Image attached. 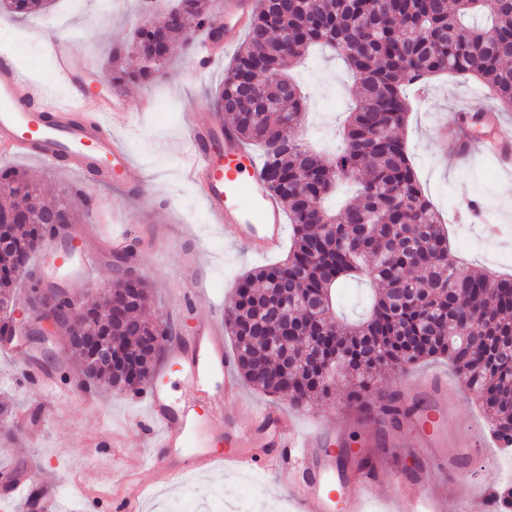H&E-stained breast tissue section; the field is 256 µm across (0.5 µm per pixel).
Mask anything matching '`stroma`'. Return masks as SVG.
I'll list each match as a JSON object with an SVG mask.
<instances>
[{
    "label": "stroma",
    "instance_id": "1",
    "mask_svg": "<svg viewBox=\"0 0 512 512\" xmlns=\"http://www.w3.org/2000/svg\"><path fill=\"white\" fill-rule=\"evenodd\" d=\"M143 0H110L108 11H101L99 0H53L47 13L23 18L0 14V42L11 44L23 70L37 77L58 95L53 77V61L48 45L52 37L68 32L79 40L96 69L88 83L104 95L121 98L125 111L137 125L127 130L114 125L123 137L133 161L145 174L146 191L128 197L117 188H106L83 181L67 165L49 166L27 157L0 156V166H16L40 185L45 194L58 195L62 187L83 183L87 193L100 197L102 206L83 212L76 226L77 243L88 236L105 237L127 216L142 225L144 237L133 259L139 274L154 295L155 315L170 316L176 294L182 286L186 253H199L202 273L209 280V291L202 296L196 312L206 317L223 314L233 297L241 275L274 257L249 255L230 244L218 225L212 224L202 199L197 195L181 164L185 117L200 106L210 105L212 94L224 79V71L234 58L227 49L221 60L207 70H199L194 57L185 55L181 45H173L165 64L166 75L159 80L113 85L107 62L114 50L127 43L144 18ZM287 74L296 76L307 96L305 114L298 135L304 143L330 154L339 142V133L355 98L356 84L339 54L330 48L314 49L305 62L288 61ZM428 91L419 106L408 114L404 138L419 181L435 208L444 216L451 251L472 269L496 268L499 275H512V174H505L493 160L475 153L458 154L439 141L442 125L456 126L463 108H492L483 87L474 78L444 74L428 79ZM49 348L53 364L60 370L53 379L55 392L21 385L17 374L30 356L19 349L16 357H0V401L10 412L28 409L31 419L39 420L42 431L31 436L23 426L14 427L12 437L0 439V469H15L17 475H31L33 482L58 484L63 512H116L115 507L131 488V477L147 455L146 440L138 421L130 417L129 395L109 385L98 386L93 401L74 391L84 377L70 364L63 337L53 336ZM445 360L412 367H386L382 387L413 396L427 376H448ZM242 400L225 408L224 415L245 422L259 408L276 406L299 421L302 429L318 423L333 425L343 435L337 450L353 448L375 456L380 479L370 503L372 512H384V499L395 482L414 476L445 498L452 486L443 475L423 471L421 457L413 442L412 428L387 429L365 413L351 409L344 388H337L335 399L316 407L297 408L288 399L265 395L248 384L240 386ZM454 409L449 430L459 445H469L472 428L486 418L465 386L449 395ZM469 473L487 489H512V448H478L468 464ZM207 493L220 492L227 504H234L248 487H255L259 506L256 512H292L288 482L277 474L237 473L223 469L187 475L175 483L149 484L143 492L139 512H158L159 502L180 497L187 487Z\"/></svg>",
    "mask_w": 512,
    "mask_h": 512
}]
</instances>
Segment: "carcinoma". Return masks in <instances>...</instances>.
Listing matches in <instances>:
<instances>
[{
	"label": "carcinoma",
	"mask_w": 512,
	"mask_h": 512,
	"mask_svg": "<svg viewBox=\"0 0 512 512\" xmlns=\"http://www.w3.org/2000/svg\"><path fill=\"white\" fill-rule=\"evenodd\" d=\"M50 0H0V13L45 11ZM211 19L210 0H178L161 23L135 29L130 49L136 70H112V82L163 74L169 49L187 40V26ZM343 53L356 77L355 104L343 143L325 157L290 139L306 97L281 75L289 59L313 45ZM483 80L504 111L512 112V0H261L246 39L213 96L242 141L263 151L268 192L286 204L290 246L278 262L247 272L226 314L236 369L269 396L299 407L328 396L343 380L347 399L361 411L380 403L398 428L424 414L421 402L380 389L385 366L410 367L446 359L485 412L489 430L512 447V277L472 272L450 258L440 214L423 194L406 143L396 135L409 113V86L441 73ZM0 302L17 283L37 284L33 266L12 269V248L45 242L54 224L75 223L90 206L81 188L48 200L19 170L0 169ZM348 278L382 285L369 314L335 318L332 290ZM124 322L106 309L84 307L89 326L112 336L117 360L129 373L103 365L89 370V346L71 356L91 383L107 380L138 394L155 377L160 355L144 346L156 322L146 317L145 281ZM286 297L293 329L277 351L264 337L278 298ZM73 306L67 292L34 288L29 307Z\"/></svg>",
	"instance_id": "1"
}]
</instances>
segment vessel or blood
Returning <instances> with one entry per match:
<instances>
[{"instance_id":"vessel-or-blood-1","label":"vessel or blood","mask_w":512,"mask_h":512,"mask_svg":"<svg viewBox=\"0 0 512 512\" xmlns=\"http://www.w3.org/2000/svg\"><path fill=\"white\" fill-rule=\"evenodd\" d=\"M256 0H224V37H208L198 65L206 69L243 33L256 10ZM56 76L67 83L72 100L45 109L48 90L32 81L10 53L0 52V154L66 162L81 173H94L103 184L119 179L131 192L141 191L144 180L105 116L120 114L123 104L100 97L82 77L94 64L77 40L63 36L50 46ZM199 190L211 223L226 239L254 256L280 247L286 232L280 201L266 193L261 169L241 140L207 108L194 112L186 129L182 155ZM97 245L64 264L69 281H87L99 263ZM200 259L189 254L177 297L178 312H194L195 301L208 282L198 272ZM168 361L177 366L189 394L172 400L162 386L146 389L138 402L146 410L145 435L155 452L144 473L162 472L175 482L189 472H204L222 465L235 471L280 470L292 483L293 512H366L364 494L377 483L375 472L346 471L338 464L330 429L306 432L284 411L268 407L256 413L247 428L224 417L226 403L237 400L239 385L232 359L224 347V329L218 319L198 318L189 335L176 336L167 348ZM448 382L440 377L423 382L417 392L426 409L425 419H414L416 444L424 450L427 469L448 475L452 498L440 505L430 489L419 482L399 486L409 512H503L501 497L475 485L464 464L468 448H446V423L451 417ZM223 441L220 451L208 449V439ZM13 495L24 498L31 512H59L57 485L32 490L18 482Z\"/></svg>"}]
</instances>
